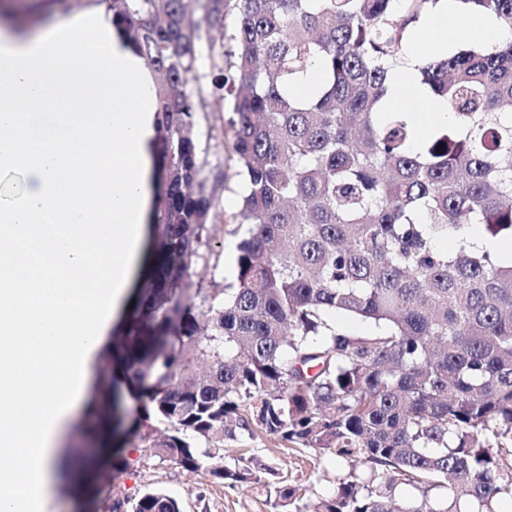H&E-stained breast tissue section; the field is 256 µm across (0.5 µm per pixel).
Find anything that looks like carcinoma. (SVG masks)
<instances>
[{"mask_svg":"<svg viewBox=\"0 0 512 512\" xmlns=\"http://www.w3.org/2000/svg\"><path fill=\"white\" fill-rule=\"evenodd\" d=\"M99 2L162 76L150 266L88 403L95 422L112 405L113 447L252 487L275 468L219 460L257 429L349 468L317 504L274 487L283 512H496L512 499V259L470 228L512 245V40L418 67L454 117L419 143L387 94L440 0ZM452 2L512 28V0ZM204 60L246 186L224 288L191 280L222 218L224 174L194 136L207 90L189 75ZM315 65L322 82L297 96ZM331 312L378 331L346 334ZM126 397L140 415L123 429ZM403 485L417 494L399 500ZM120 503L181 512L160 489Z\"/></svg>","mask_w":512,"mask_h":512,"instance_id":"1","label":"carcinoma"}]
</instances>
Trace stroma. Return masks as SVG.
<instances>
[{
	"instance_id": "stroma-1",
	"label": "stroma",
	"mask_w": 512,
	"mask_h": 512,
	"mask_svg": "<svg viewBox=\"0 0 512 512\" xmlns=\"http://www.w3.org/2000/svg\"><path fill=\"white\" fill-rule=\"evenodd\" d=\"M90 0H43L40 9L21 14L25 28L46 26L69 19L90 7ZM208 122L200 123L196 136L210 170H224L226 177L219 189V209L223 220L213 224L211 233L219 247L207 263L198 264L197 271L204 287L234 283L237 275V246L244 236L245 225L236 216L240 210L244 184L230 145L221 133L224 121V102L219 94L205 97ZM260 457L271 463L285 482L306 488L310 499L332 496L346 467L331 454L301 452L277 437L263 433L241 436L224 442V463L243 466L251 457ZM122 473L117 484L100 486L99 505H107L115 498L137 500L145 492L161 489L175 497L181 512H280L273 496L264 488L232 487L215 480L208 471L189 472L171 462L151 457L141 448H125L118 454Z\"/></svg>"
}]
</instances>
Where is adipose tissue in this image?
<instances>
[{"label": "adipose tissue", "mask_w": 512, "mask_h": 512, "mask_svg": "<svg viewBox=\"0 0 512 512\" xmlns=\"http://www.w3.org/2000/svg\"><path fill=\"white\" fill-rule=\"evenodd\" d=\"M512 38L490 13L440 4L413 28L389 105L418 138L453 123L417 68L449 46ZM156 95L105 7L38 32L0 26V512H49L61 445L124 312L151 204Z\"/></svg>", "instance_id": "1"}]
</instances>
